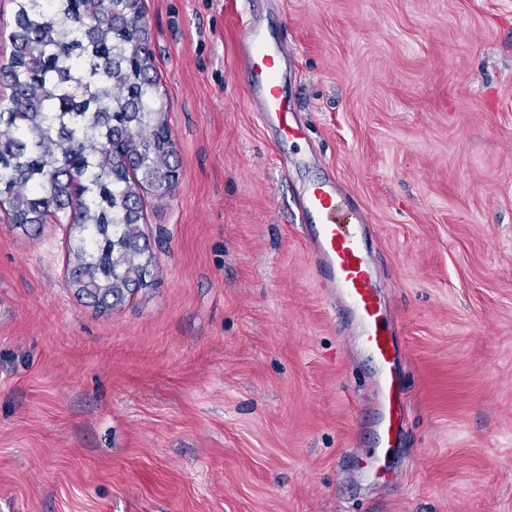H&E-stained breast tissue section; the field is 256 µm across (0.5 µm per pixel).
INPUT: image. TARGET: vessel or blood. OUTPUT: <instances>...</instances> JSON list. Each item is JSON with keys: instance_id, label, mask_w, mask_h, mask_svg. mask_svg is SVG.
I'll return each mask as SVG.
<instances>
[{"instance_id": "vessel-or-blood-1", "label": "vessel or blood", "mask_w": 512, "mask_h": 512, "mask_svg": "<svg viewBox=\"0 0 512 512\" xmlns=\"http://www.w3.org/2000/svg\"><path fill=\"white\" fill-rule=\"evenodd\" d=\"M289 56L285 41L270 39L256 24L246 26L238 43V57L260 118L276 126L284 140L297 142L304 131L292 120L281 82ZM300 212L324 299L332 312L344 315L351 336L376 364L377 441L379 447L392 448L399 435V364L406 352L385 317L381 286L365 238L368 216L330 179L305 187Z\"/></svg>"}]
</instances>
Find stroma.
Segmentation results:
<instances>
[{"label": "stroma", "instance_id": "obj_1", "mask_svg": "<svg viewBox=\"0 0 512 512\" xmlns=\"http://www.w3.org/2000/svg\"><path fill=\"white\" fill-rule=\"evenodd\" d=\"M174 147L146 286L100 312L70 238L0 208V512H512V0H144ZM287 40L303 147L258 120L244 26ZM366 210L407 349L391 479L374 365L298 194Z\"/></svg>", "mask_w": 512, "mask_h": 512}]
</instances>
